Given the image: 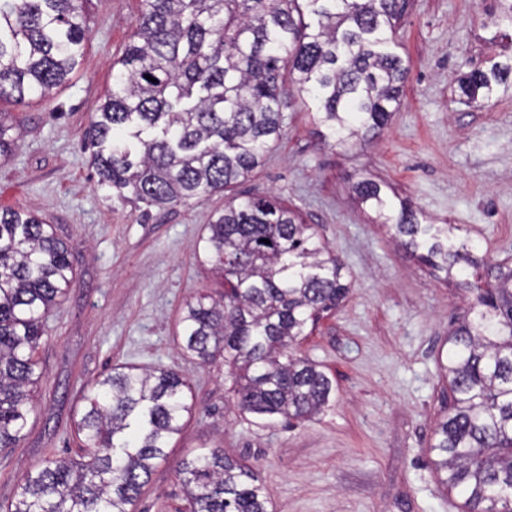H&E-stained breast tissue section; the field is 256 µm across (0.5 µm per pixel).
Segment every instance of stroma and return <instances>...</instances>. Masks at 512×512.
<instances>
[{"label":"stroma","instance_id":"stroma-1","mask_svg":"<svg viewBox=\"0 0 512 512\" xmlns=\"http://www.w3.org/2000/svg\"><path fill=\"white\" fill-rule=\"evenodd\" d=\"M85 54L50 96L6 103L15 153L0 159V209L31 211L69 248L74 281L46 323L37 408L17 448L0 452V512L30 470L78 454L73 429L85 386L128 364L167 367L190 387L192 414L170 442L134 512H188L178 464L203 449L255 467L272 512H464L428 462L448 405L439 378L448 334L469 300L372 223L351 186L372 175L435 221L458 225L476 257L512 258V91L459 99L460 72L512 55L496 0H407L397 38L409 66L401 106L373 142L328 145L293 83L283 86L280 138L233 191L164 209L102 187L85 131L112 88L141 0H79ZM272 196L297 209L346 262L347 299L300 346L335 390L315 418L285 423L239 413L223 360L184 356L183 304L223 291L195 245L230 195Z\"/></svg>","mask_w":512,"mask_h":512}]
</instances>
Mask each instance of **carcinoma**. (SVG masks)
Wrapping results in <instances>:
<instances>
[{"mask_svg":"<svg viewBox=\"0 0 512 512\" xmlns=\"http://www.w3.org/2000/svg\"><path fill=\"white\" fill-rule=\"evenodd\" d=\"M403 4L143 0L86 132L100 185L164 208L247 178L281 135L288 79L334 145L376 139L408 74L396 51ZM84 41L77 0H0V101L46 97ZM511 78L512 57L491 56L459 88L490 101ZM10 131L0 113L1 158L17 147ZM352 192L398 244L448 278L463 276L473 294L440 366L448 414L430 463L447 490L465 495V512H512V262L478 260L449 238L455 225L428 223L381 180L363 177ZM196 258L229 287L184 304L183 351L202 365L224 358L241 413L288 422L321 413L332 381L297 345L347 298V266L294 210L254 196L231 199L205 225ZM72 280L68 247L49 225L0 212V452L17 447L35 411L46 318ZM188 391L165 368L123 366L88 383L73 421L80 454L28 472L8 512H130L192 412ZM177 475L189 512H269L257 473L221 450L183 461Z\"/></svg>","mask_w":512,"mask_h":512,"instance_id":"obj_1","label":"carcinoma"}]
</instances>
